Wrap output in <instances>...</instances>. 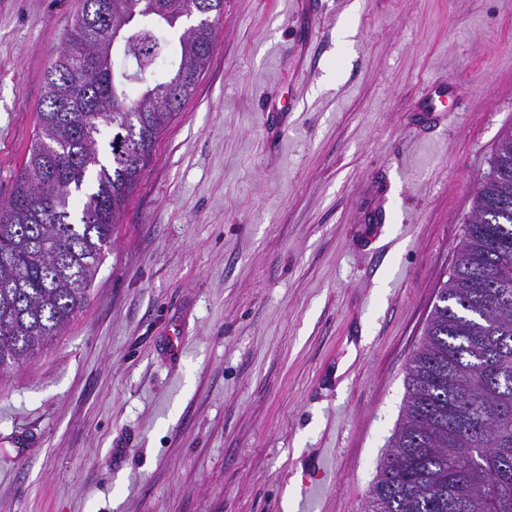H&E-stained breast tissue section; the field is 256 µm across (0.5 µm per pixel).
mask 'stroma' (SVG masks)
<instances>
[{
  "mask_svg": "<svg viewBox=\"0 0 512 512\" xmlns=\"http://www.w3.org/2000/svg\"><path fill=\"white\" fill-rule=\"evenodd\" d=\"M82 4L0 0V204ZM215 31L84 307L0 374V512L365 510L512 126V0H224Z\"/></svg>",
  "mask_w": 512,
  "mask_h": 512,
  "instance_id": "1",
  "label": "stroma"
}]
</instances>
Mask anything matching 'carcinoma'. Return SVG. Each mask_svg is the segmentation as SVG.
<instances>
[{"label": "carcinoma", "mask_w": 512, "mask_h": 512, "mask_svg": "<svg viewBox=\"0 0 512 512\" xmlns=\"http://www.w3.org/2000/svg\"><path fill=\"white\" fill-rule=\"evenodd\" d=\"M224 0H84L45 75L35 142L0 206V374L39 354L87 300L121 210L214 48ZM125 22L138 80L104 40ZM178 41L170 75L155 61ZM366 512H512V127L489 159L407 372Z\"/></svg>", "instance_id": "carcinoma-1"}]
</instances>
